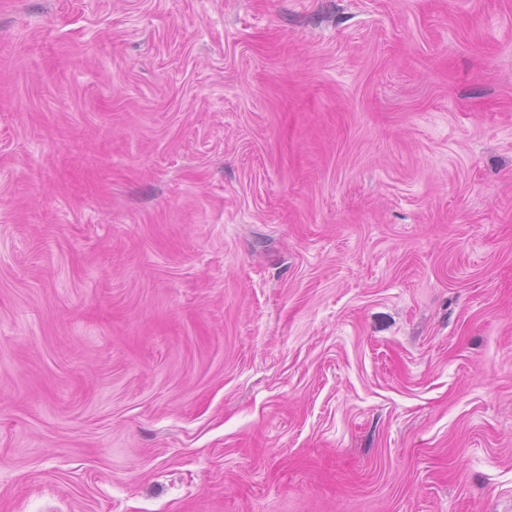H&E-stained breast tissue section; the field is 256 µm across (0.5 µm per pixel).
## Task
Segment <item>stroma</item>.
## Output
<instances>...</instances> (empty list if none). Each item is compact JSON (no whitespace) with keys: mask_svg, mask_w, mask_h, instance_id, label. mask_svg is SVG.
<instances>
[{"mask_svg":"<svg viewBox=\"0 0 512 512\" xmlns=\"http://www.w3.org/2000/svg\"><path fill=\"white\" fill-rule=\"evenodd\" d=\"M0 512H512V0H0Z\"/></svg>","mask_w":512,"mask_h":512,"instance_id":"35a3bbf8","label":"stroma"}]
</instances>
